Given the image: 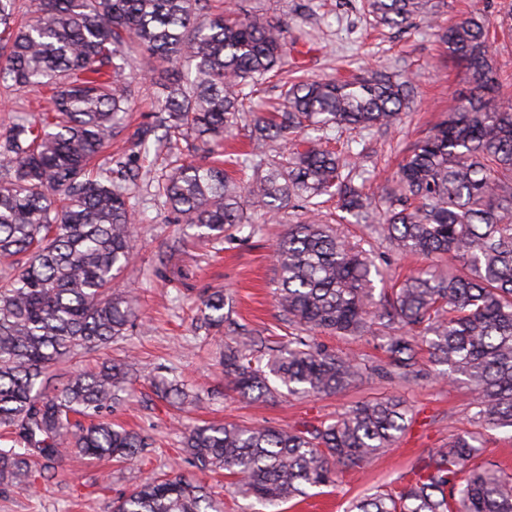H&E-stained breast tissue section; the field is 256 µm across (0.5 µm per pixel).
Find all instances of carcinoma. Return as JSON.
<instances>
[{
    "label": "carcinoma",
    "instance_id": "carcinoma-1",
    "mask_svg": "<svg viewBox=\"0 0 512 512\" xmlns=\"http://www.w3.org/2000/svg\"><path fill=\"white\" fill-rule=\"evenodd\" d=\"M430 0H366L387 27L431 23ZM27 23L15 0H0V86L33 89L29 113L3 133L0 256L29 255L0 281V488L65 484L52 467L72 454L119 462L145 456L148 438L106 417L124 401L132 377L123 363L79 374L60 389L48 379L61 360L112 342L133 325L134 297L115 280L136 250L130 170L93 172L131 111L127 51L168 64L156 125L134 135L138 153L165 146L155 127L224 143L234 135L246 89L278 76L288 27L235 10L208 14L209 0H33ZM489 27L472 11L442 37L474 76L463 103L414 142L395 186L365 192L358 157L329 148L305 130L388 131L414 92L393 72L281 84V109L253 115L251 134L288 148L287 160L250 159L241 185L217 163L175 165L162 194L175 222L219 240L252 216L303 208L276 252L277 304L294 327L283 341L256 336L224 316V294L201 302L197 319L227 329L221 363L227 387L243 397L334 395L375 376L399 384L463 377L475 392L473 422L512 428V106L497 91ZM337 198L338 210L371 227L397 255L441 256L456 264L427 269L376 289L373 251L323 222L312 199ZM385 329L383 358L363 362L315 342L318 333L358 338ZM426 347L435 370L420 357ZM155 389L169 405L196 402L175 380ZM417 422L397 396L357 402L332 422L275 428L206 424L181 452L202 471L224 472L235 492L278 508L337 481L393 447ZM477 435H455L419 457L412 476L354 500L349 512H512V473L475 463ZM197 480L149 475L113 512H223Z\"/></svg>",
    "mask_w": 512,
    "mask_h": 512
}]
</instances>
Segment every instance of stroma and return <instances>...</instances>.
Here are the masks:
<instances>
[{
	"instance_id": "35a3bbf8",
	"label": "stroma",
	"mask_w": 512,
	"mask_h": 512,
	"mask_svg": "<svg viewBox=\"0 0 512 512\" xmlns=\"http://www.w3.org/2000/svg\"><path fill=\"white\" fill-rule=\"evenodd\" d=\"M232 2L242 14L287 24L297 50L286 58L285 70H299L311 79L373 70L395 71L412 79L414 97L397 129L351 136L352 149L359 153L376 187L393 178L409 145L460 105L472 82L470 73L458 66L441 41V28L476 8L491 22H498L504 0H434L438 26L401 30L375 26L363 12L362 0ZM126 81L133 97V124L153 122L159 101L153 73L136 60L126 69ZM207 150L199 140H179L174 154L150 159V173L131 184L138 247L118 286L137 296V318L124 335L105 348L56 366L49 380L50 387H60L73 374L106 359L130 364L133 386L113 418L154 439L155 448L143 458L121 464L69 457L62 464L68 487L51 483L27 491L0 492V512H112L113 502L144 477L171 470L198 476L222 498L224 512H264L255 500L227 492L224 474H198L184 459L179 448L185 427L224 421L293 427L305 421H331L358 401L402 397L418 419L397 446L364 467L343 469L336 485L322 493L283 506V512H347L354 498L406 481L420 456L444 447L452 435L470 430V389L442 379L401 385L372 378L334 396L275 402L246 399L227 389L220 363L225 337L199 327L197 307L205 295L220 290L231 319L243 328L266 336L287 335L288 324L275 297V249L300 214L283 210L275 219L258 223L255 231L245 230L220 242L201 236L198 228L171 223L158 185L176 158L197 160L206 156ZM157 374L177 377L198 394V403L175 412L151 385Z\"/></svg>"
}]
</instances>
